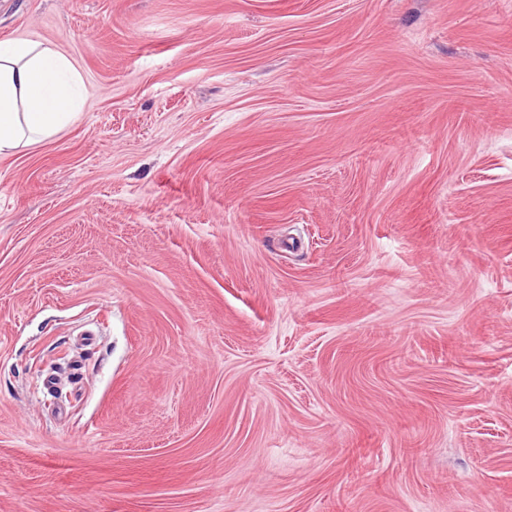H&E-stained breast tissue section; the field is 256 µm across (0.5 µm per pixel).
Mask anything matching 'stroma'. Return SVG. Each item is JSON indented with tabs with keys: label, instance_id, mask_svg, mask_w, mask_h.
<instances>
[{
	"label": "stroma",
	"instance_id": "stroma-1",
	"mask_svg": "<svg viewBox=\"0 0 512 512\" xmlns=\"http://www.w3.org/2000/svg\"><path fill=\"white\" fill-rule=\"evenodd\" d=\"M19 37L86 97L0 157V512H512V0Z\"/></svg>",
	"mask_w": 512,
	"mask_h": 512
}]
</instances>
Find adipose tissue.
Listing matches in <instances>:
<instances>
[{"label":"adipose tissue","instance_id":"1","mask_svg":"<svg viewBox=\"0 0 512 512\" xmlns=\"http://www.w3.org/2000/svg\"><path fill=\"white\" fill-rule=\"evenodd\" d=\"M84 101L81 76L65 54L28 38L0 41V157L52 140Z\"/></svg>","mask_w":512,"mask_h":512}]
</instances>
